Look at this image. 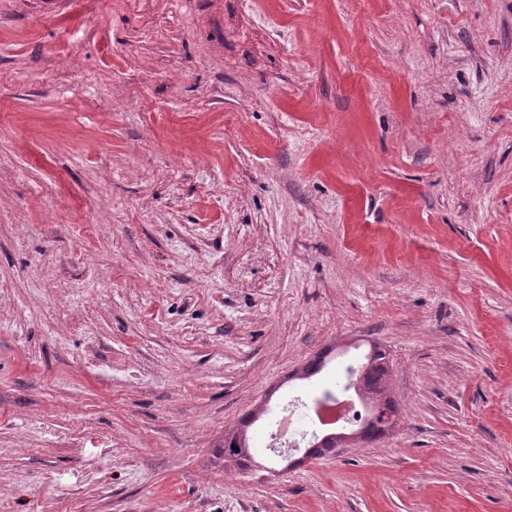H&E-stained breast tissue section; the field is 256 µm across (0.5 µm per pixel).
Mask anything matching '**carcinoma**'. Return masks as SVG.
<instances>
[{
	"instance_id": "carcinoma-1",
	"label": "carcinoma",
	"mask_w": 512,
	"mask_h": 512,
	"mask_svg": "<svg viewBox=\"0 0 512 512\" xmlns=\"http://www.w3.org/2000/svg\"><path fill=\"white\" fill-rule=\"evenodd\" d=\"M389 374L388 356L384 350L377 347L368 354L366 363L355 368L349 376V384L360 390L368 400L370 416L365 425L358 430L362 439L375 440L388 430L387 420L397 415L396 405L386 395V381ZM264 409L260 408L242 418L236 429L224 437V456L242 467H248L251 462L249 454L248 429L256 421ZM349 437L347 433L334 436L317 437L310 445L307 455L320 456L329 453L338 444L344 443Z\"/></svg>"
}]
</instances>
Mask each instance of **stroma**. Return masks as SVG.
Here are the masks:
<instances>
[{
    "instance_id": "stroma-1",
    "label": "stroma",
    "mask_w": 512,
    "mask_h": 512,
    "mask_svg": "<svg viewBox=\"0 0 512 512\" xmlns=\"http://www.w3.org/2000/svg\"><path fill=\"white\" fill-rule=\"evenodd\" d=\"M0 512H512V0H0ZM367 362L354 368L349 375V384L356 386L368 400L370 416L365 425L358 430L362 439L375 440L383 436L388 427L387 420L396 417L397 408L386 395V381L389 374L388 356L384 350L376 347L366 357ZM312 412L325 431H331L335 427H343L345 424H354L362 419L361 407L356 404V401L351 406L336 407V405H331L319 413L314 410ZM264 412L263 408H259L257 412H250L247 416L242 418L236 429L232 430L224 437V456L236 462L242 467H248L251 462L249 454V437L248 429L256 421L261 413ZM232 445L238 446V449H233ZM243 449V452L241 450ZM297 434L298 431L295 425L294 413L288 414V412H284L276 423L274 438H276L278 443L282 446L288 447V445L297 443Z\"/></svg>"
}]
</instances>
